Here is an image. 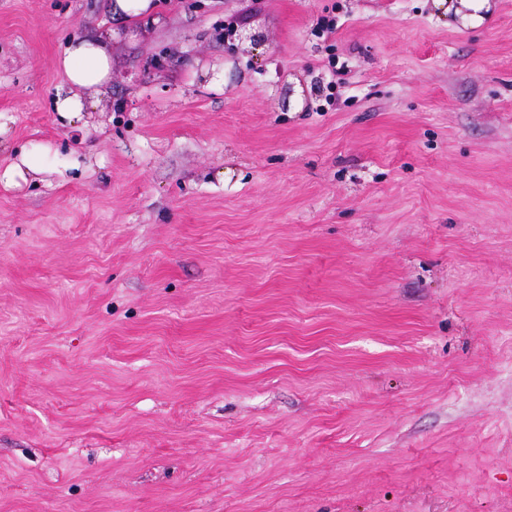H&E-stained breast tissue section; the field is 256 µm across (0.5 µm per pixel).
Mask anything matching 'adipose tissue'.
Segmentation results:
<instances>
[{"label": "adipose tissue", "mask_w": 512, "mask_h": 512, "mask_svg": "<svg viewBox=\"0 0 512 512\" xmlns=\"http://www.w3.org/2000/svg\"><path fill=\"white\" fill-rule=\"evenodd\" d=\"M65 77L56 91L55 108L72 119L84 111L90 99L107 94L112 86V36L73 40L57 62Z\"/></svg>", "instance_id": "1"}]
</instances>
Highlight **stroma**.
<instances>
[{
    "label": "stroma",
    "mask_w": 512,
    "mask_h": 512,
    "mask_svg": "<svg viewBox=\"0 0 512 512\" xmlns=\"http://www.w3.org/2000/svg\"><path fill=\"white\" fill-rule=\"evenodd\" d=\"M0 0V512H512V0ZM111 4L112 18L118 23H127L148 16L153 8V0H114ZM114 14V16H113ZM491 6L490 0H460L453 13L463 27L478 28L491 18ZM107 32L73 40L57 61L65 81L57 88L55 108L63 117H77L84 111L89 98L98 102L110 91L112 29Z\"/></svg>",
    "instance_id": "1"
}]
</instances>
